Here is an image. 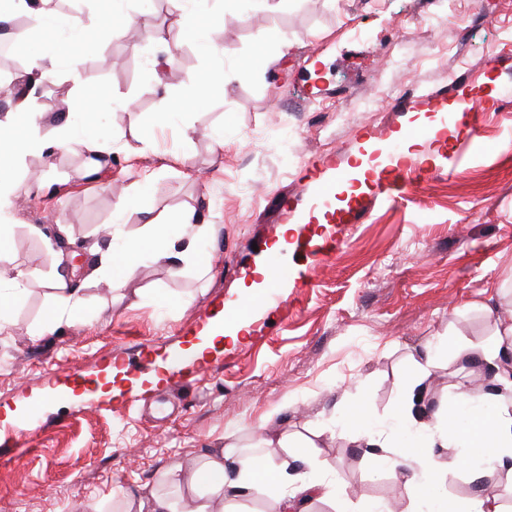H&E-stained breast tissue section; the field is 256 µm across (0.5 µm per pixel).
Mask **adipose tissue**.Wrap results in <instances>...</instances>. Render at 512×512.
<instances>
[{
    "instance_id": "1",
    "label": "adipose tissue",
    "mask_w": 512,
    "mask_h": 512,
    "mask_svg": "<svg viewBox=\"0 0 512 512\" xmlns=\"http://www.w3.org/2000/svg\"><path fill=\"white\" fill-rule=\"evenodd\" d=\"M52 0H0V12L23 13L35 21L41 32L54 39L50 53L33 57L30 68L47 77L63 61L73 58L94 43L101 32L137 29L149 33L148 23L135 20L124 8V0H104L94 24L57 13ZM181 17V31L192 38L209 65L195 75L189 94L170 98L167 114L172 118L186 115L191 104L211 95L224 93L234 79L250 75L241 67L235 75L224 72L223 52L217 34L223 28L221 14L212 10L210 0H170ZM35 83H28L13 111L0 115V161L21 162L34 152L69 154L84 152L95 157L110 155L109 142L93 133L98 114L95 98L83 88L71 91L67 108L58 116L56 134L46 140L38 135L43 113L34 111ZM180 226V238L171 235L172 226ZM213 225L199 224L191 212L165 214L145 224L141 234L129 238L111 233L109 239L93 242L88 253L93 259L92 278L104 284L133 279L145 262L167 267L177 274L186 269L208 270L211 258L199 242L212 234ZM50 308L39 332L54 334L62 324L83 321L86 301L81 289L66 277L51 281ZM496 338L490 343H474L467 354L493 378L492 388L471 396L461 390L450 406L428 415H420L419 404L426 393L429 375L426 365H418L406 375L404 388L396 403L389 426L359 403L336 420V432L345 437H361L376 470L386 472L407 498L410 507L421 512H447L446 496L440 492L450 472L467 468L470 448H488L492 454L481 461L472 479L483 483L497 473L512 477V373L503 371L504 362L512 360V317L496 318ZM189 483L201 497L190 512H224L225 503L262 490L277 504L279 512H293L299 497L315 493L343 500L344 488L319 479L316 470L289 471L262 456L243 453L236 435L225 436L224 445L208 449L201 463L191 472Z\"/></svg>"
}]
</instances>
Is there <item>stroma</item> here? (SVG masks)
I'll return each instance as SVG.
<instances>
[{
	"instance_id": "obj_1",
	"label": "stroma",
	"mask_w": 512,
	"mask_h": 512,
	"mask_svg": "<svg viewBox=\"0 0 512 512\" xmlns=\"http://www.w3.org/2000/svg\"><path fill=\"white\" fill-rule=\"evenodd\" d=\"M215 7L225 70L246 63L252 78L168 118L167 99L208 62L180 37L169 0H127L150 36L135 47L103 34L36 93L38 110L54 113L74 81L96 93L111 157L92 175L81 153L0 164L15 188L0 270L33 274L0 334V512H120L114 491L145 484L187 499L162 472L197 464L231 431L256 445L261 429L314 440L270 455L330 464L349 490L347 512H365L391 484L363 449L332 438L343 407L364 400L388 417L403 376L428 357L436 399L488 384L457 344L492 342L485 306L512 311V0H459L453 14L448 0H281L247 21L230 0ZM277 35L293 45L287 61L256 54ZM168 49L176 64L151 84V63ZM462 90L486 110L478 133L451 110ZM218 128L236 142L216 148ZM404 166L431 177L385 197ZM355 168L368 171L358 193L317 207V188ZM140 180L136 207L115 218L116 195ZM179 211L214 225L201 243L210 272L174 276L149 263L111 287L88 279L84 247L103 228L134 236ZM283 232L287 279L247 312L237 340L187 357L216 312L244 306ZM331 236L335 256L314 267ZM71 266L84 279L85 323L36 335L46 280ZM146 373L158 383L133 388ZM33 397L26 417L4 421Z\"/></svg>"
}]
</instances>
